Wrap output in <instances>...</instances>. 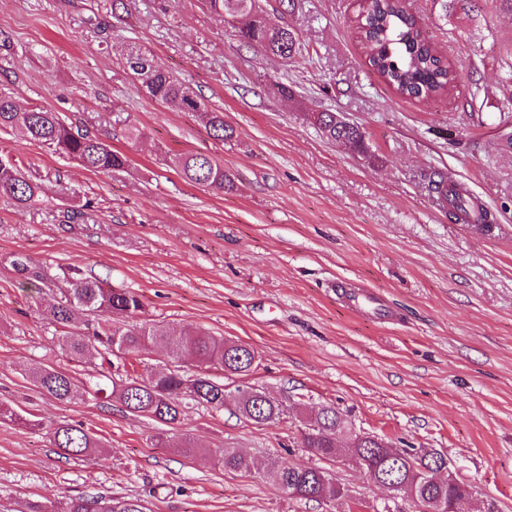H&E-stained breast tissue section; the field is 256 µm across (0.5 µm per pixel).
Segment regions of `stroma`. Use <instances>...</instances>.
Instances as JSON below:
<instances>
[{"label": "stroma", "instance_id": "obj_1", "mask_svg": "<svg viewBox=\"0 0 512 512\" xmlns=\"http://www.w3.org/2000/svg\"><path fill=\"white\" fill-rule=\"evenodd\" d=\"M0 0V92L60 113L123 152L92 172L17 133L0 156L68 198L18 209L0 199V402L101 439L84 460L62 457L45 431L0 420V512H55L77 496L140 500L145 512H414L350 458L316 461L304 423L321 406L390 447L444 453L473 487L459 512H512V153L499 151L498 107L512 92V14L478 0L477 22L448 23L435 0H406L455 74L423 100L398 96L358 39V0H259L270 25L298 35L293 59L239 40L202 0ZM152 51L235 130L211 138L197 114L162 107L126 68L125 47ZM284 83L294 100L273 89ZM343 113L366 153L327 141L306 113ZM141 131L129 138L128 127ZM201 152L235 180L187 182L180 155ZM447 174L494 218L485 232L449 218L430 178ZM85 209L83 220L69 214ZM78 267L139 296L138 320L199 326L249 345L253 372L228 376L224 407L193 406L160 424L119 402L41 394L36 366L96 377L99 362L62 354L45 312ZM381 292L397 319L364 318L340 294ZM112 375L162 371L158 348L113 358ZM287 399L274 424L242 418L234 391ZM165 445H157L156 435ZM200 445L186 455V439ZM254 457L249 473L217 465L224 449ZM322 464L347 496L300 500L266 473L269 459Z\"/></svg>", "mask_w": 512, "mask_h": 512}]
</instances>
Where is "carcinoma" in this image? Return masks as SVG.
Listing matches in <instances>:
<instances>
[{"instance_id":"carcinoma-1","label":"carcinoma","mask_w":512,"mask_h":512,"mask_svg":"<svg viewBox=\"0 0 512 512\" xmlns=\"http://www.w3.org/2000/svg\"><path fill=\"white\" fill-rule=\"evenodd\" d=\"M204 3L221 20H231L240 39L265 55L286 60L296 54L297 37L293 29L267 26L259 0H204ZM438 3L444 21H476V0H438ZM359 38L367 50L369 66L402 97L428 99L448 90L455 80L453 70L436 54L405 0H371L363 13ZM125 59L129 70L153 100L176 112L198 114L209 134L218 140L234 138L235 130L224 122V113L209 107L185 80L164 68L153 53L132 47L125 50ZM308 120L327 140L365 152L366 135L357 124L325 111L312 113ZM15 130L97 173L110 174L127 163L122 153L98 137L74 130L59 113L40 106H26L0 94V132ZM178 166L183 177L195 185L223 191L234 187L230 174L206 154H185ZM0 199L17 207L50 205L42 183L31 179L8 159L0 160ZM468 205V196L454 192L449 199V216L459 218ZM67 281L70 288L50 306L47 315L52 323L67 329L66 335L60 337L59 347L74 360L95 351L107 362L116 347L130 354L160 344L175 363L189 352L198 363L228 375L248 376L255 368V352L249 346L213 336L201 328L185 327L171 334L143 323L117 325L112 317L134 318L142 312L143 305L137 296L109 288L104 281L88 277L75 267L67 273ZM29 375L41 393L59 402L82 399L87 393L85 384L64 369L40 366ZM105 394L117 399L127 411L168 426L180 419L185 400L204 407L224 406V382L207 372L186 377L177 368L161 373L149 383L133 379L119 387L114 385L109 392L104 385L95 384V395ZM238 411L256 424H269L282 419L287 406L248 386L240 398ZM3 417L22 427L43 425L30 418V413L22 414L1 402L0 419ZM48 432L55 447L73 459L90 456L102 447L90 432L66 422L50 423ZM303 447L326 460L347 455L363 467H373L378 478L397 481L401 485L397 494L427 499L433 506H446L472 495L471 485L462 479L452 485L423 483L420 470L433 462V452L419 454L405 448V458L397 457L378 437L354 430L345 414L333 405L322 407L309 421ZM218 463L226 470L246 473L255 468V462L235 448L224 449ZM267 472L300 500H336L345 495L344 487L322 467L274 462ZM60 512H144V506L137 500L98 495L72 498Z\"/></svg>"}]
</instances>
